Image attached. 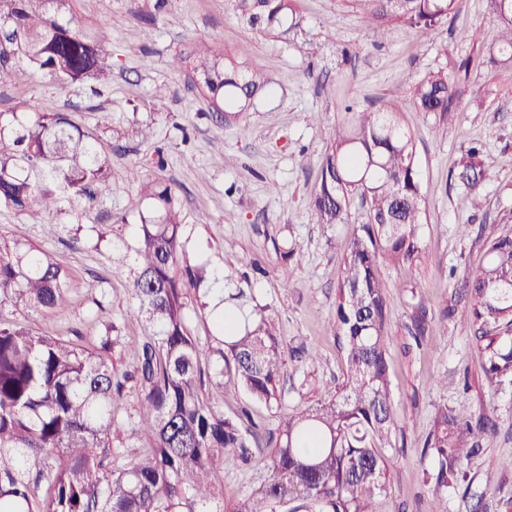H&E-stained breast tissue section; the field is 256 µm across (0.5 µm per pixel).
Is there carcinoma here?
<instances>
[{
    "label": "carcinoma",
    "mask_w": 512,
    "mask_h": 512,
    "mask_svg": "<svg viewBox=\"0 0 512 512\" xmlns=\"http://www.w3.org/2000/svg\"><path fill=\"white\" fill-rule=\"evenodd\" d=\"M240 20L272 38L302 25L298 0H228ZM374 29L402 24L433 29L454 0H353ZM499 30L490 62L512 67V0H492ZM74 0H0L10 28L0 60L13 54L59 84H102L111 74L103 55L106 33L73 27ZM194 84L224 119L246 112L272 92L232 56H178ZM420 112L444 114L456 98L455 79L431 72L413 87ZM321 162L315 208L323 224H342L355 199L368 221L353 229L341 259L336 330L344 351L343 381L330 397L277 416L263 432L228 417L206 396V383L233 384L269 407L279 405L286 354L278 322L261 308L250 319L226 307L215 315L217 335L202 343L189 328V289L212 278L186 257L179 201L172 187L141 183L151 207L137 225L136 275L131 295L149 333L137 344L134 373H114L112 353L124 345L112 324L92 348L20 322L0 320V512H219L212 477L222 462L262 464L266 480L225 512H275L297 502L312 512H381L392 494L389 457L400 428L388 374L390 316L381 261H423L420 229L426 213L411 135L393 106L360 112L335 126ZM479 150L456 173L471 190L484 181ZM120 173L100 142L61 112L32 105L0 112V204L18 212L32 205L52 213L61 195L90 207ZM51 180L59 191L44 190ZM484 262L465 283L476 339L491 379L512 380V237L482 228ZM69 273L47 253L19 240L0 248V307L18 312H67ZM224 368L210 375L201 359ZM137 385V418H119L126 383ZM490 417H473L443 403L435 408L424 454L432 457L436 500L448 479L466 478ZM130 431L150 448L127 460L111 435Z\"/></svg>",
    "instance_id": "cac0c4a2"
}]
</instances>
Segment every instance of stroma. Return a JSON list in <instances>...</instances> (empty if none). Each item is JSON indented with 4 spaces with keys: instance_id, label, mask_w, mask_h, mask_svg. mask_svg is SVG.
<instances>
[{
    "instance_id": "35a3bbf8",
    "label": "stroma",
    "mask_w": 512,
    "mask_h": 512,
    "mask_svg": "<svg viewBox=\"0 0 512 512\" xmlns=\"http://www.w3.org/2000/svg\"><path fill=\"white\" fill-rule=\"evenodd\" d=\"M76 0L73 22L108 33L104 51L112 79L100 94L88 85H59L42 74L26 83L10 72L21 56L0 63V111L27 100L46 112L66 113L94 135L120 172L107 195L82 208L63 200L58 212L31 207L20 214L0 206V243L23 235L70 272L66 314L31 313L22 321L38 333L90 345L104 325L116 324L129 344L113 357L116 372L130 370L135 341L145 334L130 286L136 273V226L148 207L140 184L158 179L174 188L183 213L187 256L224 270V292L242 293L244 311L265 306L282 325L287 347L316 352L315 365L286 366L282 399L273 409L243 390H211L226 414L250 410L264 429L277 409L292 410L332 395L342 379L343 352L334 313L340 260L354 226L367 209L353 203L341 224L319 223L313 199L328 133L355 113L398 101L409 123L426 222L425 264L408 268L385 262L391 318L388 341L396 415L403 425L390 450L393 495L384 512H432L434 486L422 450L436 405L490 415L464 481L449 486L447 512H512V382L488 379L463 290L482 264L481 227L497 225L512 236V69L488 64L497 26L491 0H456L453 14L435 29L396 25L379 34L366 26L349 0H299L302 30L273 39L251 30L227 0ZM154 15L145 26V15ZM467 30L479 40L464 38ZM449 54H442L441 44ZM242 52L246 68L267 80L261 96L238 121L219 123L195 88L191 73L173 60L192 47ZM456 77L457 103L447 117L417 111L412 89L426 74ZM112 124H97L99 110ZM150 126L143 142L127 136L133 125ZM481 148L486 178L469 191L455 173L469 147ZM302 250L283 260L284 243ZM426 309L431 334L410 333L412 317ZM257 468L221 467L215 476L219 504L231 505L264 480Z\"/></svg>"
}]
</instances>
